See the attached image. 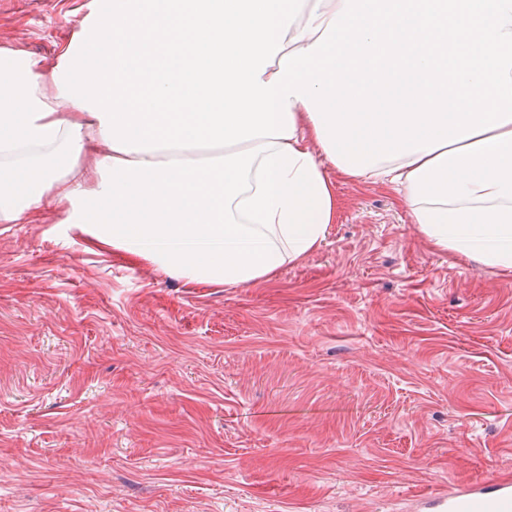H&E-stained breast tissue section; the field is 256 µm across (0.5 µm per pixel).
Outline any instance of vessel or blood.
<instances>
[{"label": "vessel or blood", "instance_id": "1", "mask_svg": "<svg viewBox=\"0 0 512 512\" xmlns=\"http://www.w3.org/2000/svg\"><path fill=\"white\" fill-rule=\"evenodd\" d=\"M416 507L418 512H512V474L422 497Z\"/></svg>", "mask_w": 512, "mask_h": 512}]
</instances>
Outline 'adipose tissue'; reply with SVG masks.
Listing matches in <instances>:
<instances>
[{
  "label": "adipose tissue",
  "instance_id": "adipose-tissue-1",
  "mask_svg": "<svg viewBox=\"0 0 512 512\" xmlns=\"http://www.w3.org/2000/svg\"><path fill=\"white\" fill-rule=\"evenodd\" d=\"M342 0H307L284 45L314 44ZM46 61L0 38V224L44 210L95 227L114 249L198 284H259L324 242L339 211L305 106L292 138L123 153L100 121L60 98ZM398 196L438 251L512 274V123L365 170Z\"/></svg>",
  "mask_w": 512,
  "mask_h": 512
}]
</instances>
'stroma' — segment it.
I'll return each instance as SVG.
<instances>
[{"instance_id":"obj_1","label":"stroma","mask_w":512,"mask_h":512,"mask_svg":"<svg viewBox=\"0 0 512 512\" xmlns=\"http://www.w3.org/2000/svg\"><path fill=\"white\" fill-rule=\"evenodd\" d=\"M79 4L0 0V36L52 57ZM335 184L324 243L259 285L0 224V512H413L512 472V275Z\"/></svg>"}]
</instances>
